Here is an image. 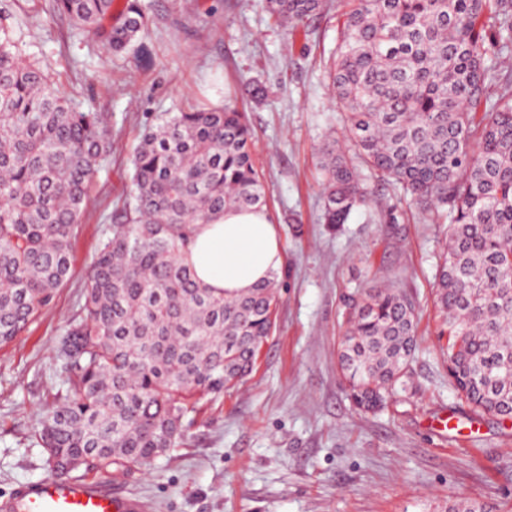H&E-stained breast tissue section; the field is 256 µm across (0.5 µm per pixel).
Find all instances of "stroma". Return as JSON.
<instances>
[{
    "instance_id": "obj_1",
    "label": "stroma",
    "mask_w": 512,
    "mask_h": 512,
    "mask_svg": "<svg viewBox=\"0 0 512 512\" xmlns=\"http://www.w3.org/2000/svg\"><path fill=\"white\" fill-rule=\"evenodd\" d=\"M139 41L106 55L45 0H0L23 53L38 56L83 109L107 113L111 148L72 241V276L48 310L0 348V497L50 477L34 434L59 383L54 351L78 309L84 275L132 191L131 155L159 113L228 104L245 113L284 262L275 325L252 373L204 397L179 448L151 467L88 472L150 502L151 512H445L459 496L512 512V420L475 417L448 379L434 306L447 228L381 181L380 207L324 223L323 145L342 139L326 73L339 16L290 28L265 0H141ZM252 81L265 94H244ZM389 283L417 312L403 390L357 411L338 364L344 299Z\"/></svg>"
}]
</instances>
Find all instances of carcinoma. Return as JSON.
Masks as SVG:
<instances>
[{"instance_id": "1", "label": "carcinoma", "mask_w": 512, "mask_h": 512, "mask_svg": "<svg viewBox=\"0 0 512 512\" xmlns=\"http://www.w3.org/2000/svg\"><path fill=\"white\" fill-rule=\"evenodd\" d=\"M48 0L111 52L147 24L140 0ZM341 8L328 69L349 157L321 163L324 219L344 223L374 200L354 160L450 219L436 303L448 377L473 413L512 417V0H266L279 22ZM245 116L228 107L164 112L131 159L133 193L85 274L84 301L59 341L60 386L38 440L60 476L142 469L180 446L201 398L246 376L271 334L278 273L226 298L197 285L183 256L195 226L265 205ZM110 126L83 110L0 15V347L23 333L72 275V240L105 161ZM339 355L354 405L383 407L416 349L415 303L398 288L348 298Z\"/></svg>"}]
</instances>
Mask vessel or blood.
Instances as JSON below:
<instances>
[{"mask_svg": "<svg viewBox=\"0 0 512 512\" xmlns=\"http://www.w3.org/2000/svg\"><path fill=\"white\" fill-rule=\"evenodd\" d=\"M146 504L92 481L44 478L19 485L0 512H146Z\"/></svg>", "mask_w": 512, "mask_h": 512, "instance_id": "vessel-or-blood-1", "label": "vessel or blood"}]
</instances>
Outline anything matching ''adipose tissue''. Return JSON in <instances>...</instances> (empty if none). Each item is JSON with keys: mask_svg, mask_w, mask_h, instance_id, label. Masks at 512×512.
I'll return each instance as SVG.
<instances>
[{"mask_svg": "<svg viewBox=\"0 0 512 512\" xmlns=\"http://www.w3.org/2000/svg\"><path fill=\"white\" fill-rule=\"evenodd\" d=\"M283 261L278 228L263 208L227 210L198 225L184 258L199 286L227 297L265 282Z\"/></svg>", "mask_w": 512, "mask_h": 512, "instance_id": "ef3b65f1", "label": "adipose tissue"}]
</instances>
